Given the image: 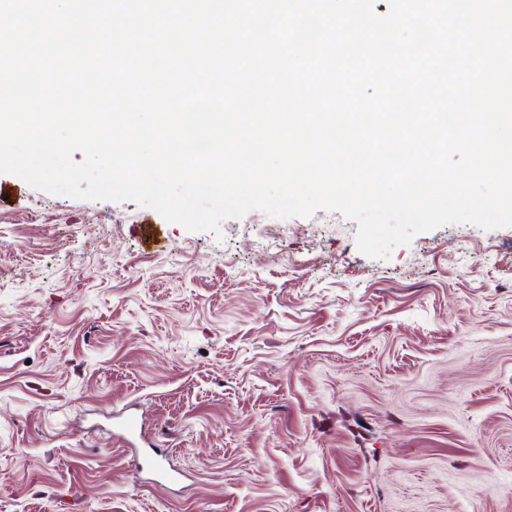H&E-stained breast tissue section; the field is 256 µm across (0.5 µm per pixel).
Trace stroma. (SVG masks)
<instances>
[{
    "instance_id": "obj_1",
    "label": "stroma",
    "mask_w": 512,
    "mask_h": 512,
    "mask_svg": "<svg viewBox=\"0 0 512 512\" xmlns=\"http://www.w3.org/2000/svg\"><path fill=\"white\" fill-rule=\"evenodd\" d=\"M0 175V512H512V228L372 259ZM186 477L148 483L112 430Z\"/></svg>"
}]
</instances>
